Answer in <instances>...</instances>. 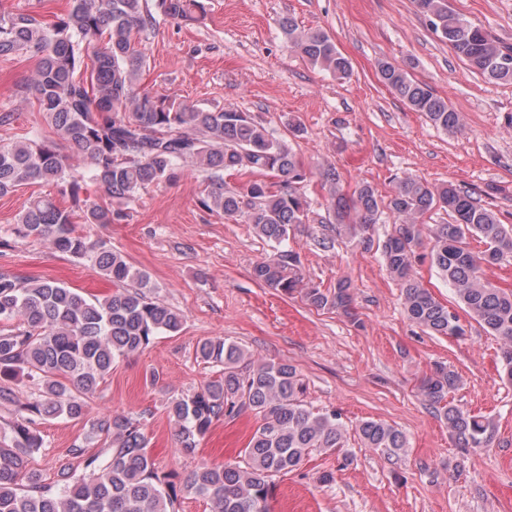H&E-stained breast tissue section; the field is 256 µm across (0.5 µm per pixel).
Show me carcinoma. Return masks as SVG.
<instances>
[{"label":"carcinoma","instance_id":"cac0c4a2","mask_svg":"<svg viewBox=\"0 0 512 512\" xmlns=\"http://www.w3.org/2000/svg\"><path fill=\"white\" fill-rule=\"evenodd\" d=\"M415 3L470 70L512 84V47L453 13L448 0ZM205 16L203 0H69L51 24L31 12L0 9V58L24 54L36 60L19 93L36 99L47 123L89 162L90 180L115 206L80 198L68 157L54 143L29 137L0 144V195L51 183L81 211L84 223L110 224L126 216L125 207L142 191L177 180L191 161L207 172L201 204L227 218L245 217L271 243L273 255L252 267L256 282L286 294L298 290L315 310L354 319L349 284L321 288L304 281L299 256L287 247L294 227L309 221L301 192L307 171L288 141L273 136L249 112L189 105L138 86L146 65L141 35L155 31L161 17L199 23ZM279 26L312 65L339 79L350 75L349 58L326 31H302L290 15ZM378 73L412 111L443 130L460 127L461 115L427 84L388 61L378 63ZM128 107L132 112L123 113ZM226 171L253 179L241 191L227 189ZM318 177L335 192L332 209L344 233L364 236L385 210L397 219L379 249L402 289L408 319L450 337L466 335L462 315L477 321L502 342L504 376L512 383V290L483 277V267L512 258V227L453 184L435 186L405 175L381 198L368 184L344 192L332 165L321 167ZM432 211L448 214V223L426 224ZM425 229L433 243L432 262L452 290L453 304L437 300L414 273ZM12 234L45 239L56 252L89 263L115 292L89 298L57 281L0 274V407L8 411L0 425V512H176L177 484L158 475L142 416L114 413L94 421L101 448L93 454L79 445L69 449L75 462L63 464L55 480L44 479L30 462L44 447L41 424L60 416L84 418L86 399L113 364L160 334L179 332L183 313L152 300L144 291L148 276L112 247L79 233L71 212L49 194L29 199ZM474 236L484 245L479 253L467 246ZM196 358L221 371L201 390L168 400L180 448L193 452L221 419L248 413L258 420L237 462L204 466L183 483L207 502L209 512H269L274 476L295 470L314 451L337 453L345 447L348 429L340 415L307 407L306 387L291 364L256 356L223 338L199 343ZM23 377L35 385L24 401L16 390ZM459 382L457 372L438 364L422 379L421 394L448 424L458 448H488L494 424L448 402ZM355 432L367 448L397 455L407 447L405 435L381 421L364 420Z\"/></svg>","mask_w":512,"mask_h":512}]
</instances>
